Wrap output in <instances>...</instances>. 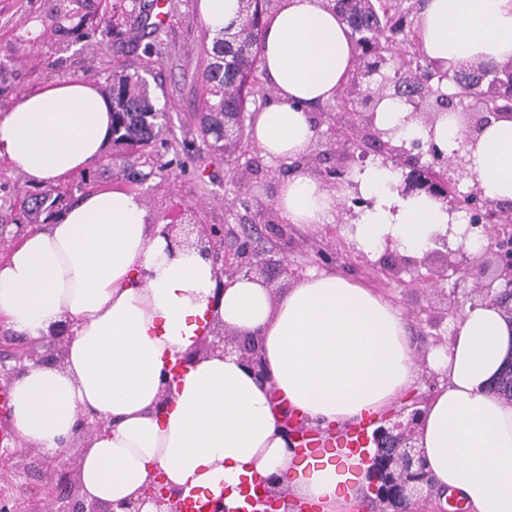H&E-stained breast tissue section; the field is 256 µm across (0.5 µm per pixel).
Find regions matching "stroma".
Segmentation results:
<instances>
[{"label":"stroma","mask_w":512,"mask_h":512,"mask_svg":"<svg viewBox=\"0 0 512 512\" xmlns=\"http://www.w3.org/2000/svg\"><path fill=\"white\" fill-rule=\"evenodd\" d=\"M100 0H0V115L24 92L41 88L52 80L79 78L105 87L112 72L124 68L150 67L162 72L164 86L153 89L157 105L169 117L167 131L155 143L150 164L131 157L135 169L149 167L150 176L128 185L119 175V149L108 145L96 167L97 186L134 187L143 196L153 223L230 224L259 223V205L275 204L285 178L282 163L270 162L259 147L246 138L232 155H219L203 145L197 115L202 108V89L195 82L207 64L203 47L205 26L198 13L199 0H165L162 26H138L140 0H109L113 6V33L99 42L94 15ZM317 137L311 153L329 150L318 178L333 184V169L347 173L362 163L352 155L330 151L328 118L316 114ZM35 186L0 158V218L6 220V242L18 226L19 202L34 194ZM358 193L345 188L342 215L334 223L309 230L288 227V259L299 273L313 268L332 270L384 293L399 306L408 322L418 354L428 347L450 341L455 318L450 310L478 301L472 282L463 289L445 283L442 291L425 287V267L411 265L400 280L386 277L379 256L357 250L346 231L358 205ZM0 505L36 512L44 475L23 469L21 462L38 451L16 442L9 413L0 412Z\"/></svg>","instance_id":"obj_1"}]
</instances>
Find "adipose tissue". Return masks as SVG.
Instances as JSON below:
<instances>
[{"instance_id":"ef3b65f1","label":"adipose tissue","mask_w":512,"mask_h":512,"mask_svg":"<svg viewBox=\"0 0 512 512\" xmlns=\"http://www.w3.org/2000/svg\"><path fill=\"white\" fill-rule=\"evenodd\" d=\"M415 31L444 68L512 62V0H425ZM355 51L330 0H279L266 19L262 68L276 99L256 113L252 138L268 159L292 160L316 138L310 108L332 101ZM385 97L375 127L394 144L435 142L463 155L485 198L512 201V113L464 142L458 113L434 123ZM108 99L69 79L22 93L0 115V157L34 185H57L95 164L112 135ZM370 204L352 221L358 250L409 256L447 233L478 255L488 240L426 194L405 195L400 176L377 165L355 173ZM338 190L300 169L282 181L276 209L287 224L335 220ZM70 322L62 363L29 362L10 383L21 442L55 455L70 446L79 416L106 421L79 457L82 495L136 500L156 474L169 488L243 506L241 487L275 477L276 487L318 508L348 512L365 461L318 449L300 457L283 425L292 413L323 430L344 429L396 409L423 369L440 386L423 408L416 448L428 494L463 498L468 512H512V402L493 394L512 353V323L496 303L467 306L451 342L419 357L402 311L370 288L329 270L293 279L282 293L265 281L219 280L197 250L171 249L140 194H85L59 219L24 234L0 261V325L31 341ZM216 327L258 337L269 383L238 355L193 351ZM182 374H174L178 361ZM167 407H160V400Z\"/></svg>"}]
</instances>
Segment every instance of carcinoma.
<instances>
[{
	"label": "carcinoma",
	"instance_id": "carcinoma-1",
	"mask_svg": "<svg viewBox=\"0 0 512 512\" xmlns=\"http://www.w3.org/2000/svg\"><path fill=\"white\" fill-rule=\"evenodd\" d=\"M274 0H240L239 23L213 37L209 62L194 77L206 87L208 97L199 118L202 140L214 152H226L244 136L247 104L259 112L267 105L271 89L259 71L263 52L264 17ZM346 23L359 59L337 93L331 111H359L360 80L381 75L374 98L398 97L406 102H432L440 112H460L476 100L491 112H512V70L481 67L474 76L467 69L443 71L417 44L411 16L424 0H332ZM108 94L112 104V141L129 154L143 153L168 126L167 112L156 107L148 80L137 70L112 73ZM72 198V192L48 189L32 198L25 213L37 219ZM493 392L512 397V365L503 370Z\"/></svg>",
	"mask_w": 512,
	"mask_h": 512
}]
</instances>
